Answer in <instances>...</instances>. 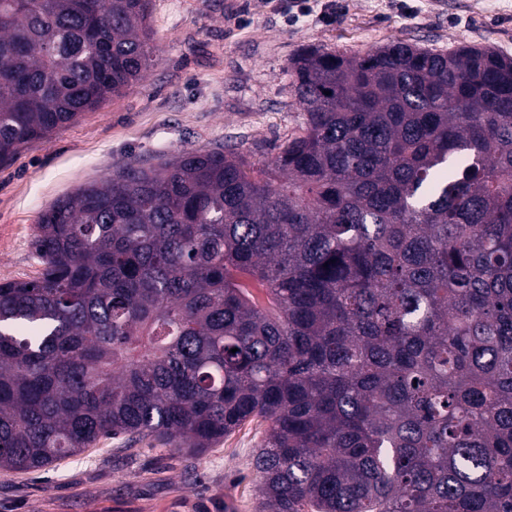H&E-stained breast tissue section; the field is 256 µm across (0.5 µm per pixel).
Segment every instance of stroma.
I'll use <instances>...</instances> for the list:
<instances>
[{"instance_id": "stroma-1", "label": "stroma", "mask_w": 512, "mask_h": 512, "mask_svg": "<svg viewBox=\"0 0 512 512\" xmlns=\"http://www.w3.org/2000/svg\"><path fill=\"white\" fill-rule=\"evenodd\" d=\"M338 0L334 24L288 22L271 0H149L155 63L145 80L0 166V283L32 280L39 214L79 187L183 150L232 145L261 163L301 133L291 58L348 54L393 40L512 57V0ZM265 422L241 425L202 455L147 437L103 439L38 472L0 469V512H258L251 460Z\"/></svg>"}]
</instances>
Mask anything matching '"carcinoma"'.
Returning a JSON list of instances; mask_svg holds the SVG:
<instances>
[{
	"label": "carcinoma",
	"mask_w": 512,
	"mask_h": 512,
	"mask_svg": "<svg viewBox=\"0 0 512 512\" xmlns=\"http://www.w3.org/2000/svg\"><path fill=\"white\" fill-rule=\"evenodd\" d=\"M147 18L0 0V163L144 79ZM289 70L305 127L261 165L126 162L39 215L41 274L0 284V467L257 419L260 512H512V58Z\"/></svg>",
	"instance_id": "carcinoma-1"
}]
</instances>
